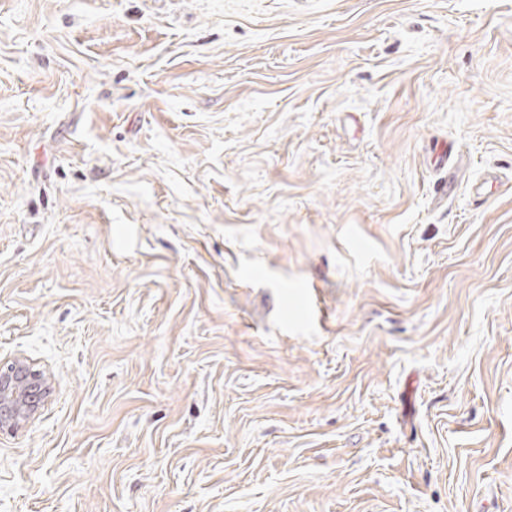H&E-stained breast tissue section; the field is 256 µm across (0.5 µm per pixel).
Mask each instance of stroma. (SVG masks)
<instances>
[{
	"instance_id": "35a3bbf8",
	"label": "stroma",
	"mask_w": 512,
	"mask_h": 512,
	"mask_svg": "<svg viewBox=\"0 0 512 512\" xmlns=\"http://www.w3.org/2000/svg\"><path fill=\"white\" fill-rule=\"evenodd\" d=\"M17 359L0 512H512V0H0ZM48 379L23 361H15L0 372V431L13 430L30 419L43 394L49 390Z\"/></svg>"
}]
</instances>
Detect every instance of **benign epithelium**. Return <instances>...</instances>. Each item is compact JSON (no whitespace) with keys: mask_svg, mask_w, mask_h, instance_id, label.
I'll return each instance as SVG.
<instances>
[{"mask_svg":"<svg viewBox=\"0 0 512 512\" xmlns=\"http://www.w3.org/2000/svg\"><path fill=\"white\" fill-rule=\"evenodd\" d=\"M49 381L22 361L0 371V431L13 430L30 419Z\"/></svg>","mask_w":512,"mask_h":512,"instance_id":"obj_1","label":"benign epithelium"}]
</instances>
